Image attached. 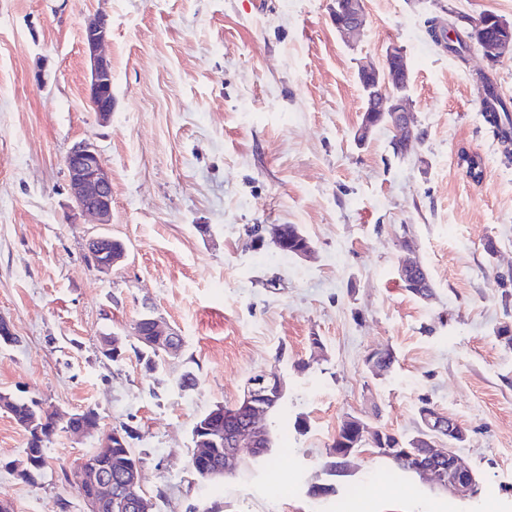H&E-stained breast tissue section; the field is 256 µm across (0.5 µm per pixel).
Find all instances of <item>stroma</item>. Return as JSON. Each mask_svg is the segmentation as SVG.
Returning a JSON list of instances; mask_svg holds the SVG:
<instances>
[{
    "mask_svg": "<svg viewBox=\"0 0 512 512\" xmlns=\"http://www.w3.org/2000/svg\"><path fill=\"white\" fill-rule=\"evenodd\" d=\"M345 44L329 0H0V393L61 416L97 413L93 435L60 431L46 466L21 477L26 433L0 410V496L14 512H88L82 459L113 425L137 429L143 488L157 512H512V155L484 120L482 78L512 105V54L457 57L432 26L467 28L512 0H366ZM104 14L112 115L89 100L81 30ZM401 46L420 143L393 132L357 142L360 63ZM90 141L112 174V221L67 190L64 159ZM478 153L481 182L458 164ZM296 224L309 258L276 250L267 227ZM126 261L98 272L91 237ZM410 239L434 288L423 301L397 272ZM495 255H487L486 242ZM163 317L179 356L146 371L134 322ZM122 336L119 359L101 338ZM392 350L378 376L366 358ZM277 372L267 461L204 481L190 467L195 420L235 404L248 378ZM197 384L181 389L183 373ZM429 399L463 427L455 451L477 493L457 496L361 449L344 473L323 463L346 417L401 438ZM323 495H314V488Z\"/></svg>",
    "mask_w": 512,
    "mask_h": 512,
    "instance_id": "1",
    "label": "stroma"
}]
</instances>
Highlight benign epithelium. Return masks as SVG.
<instances>
[{"instance_id": "benign-epithelium-1", "label": "benign epithelium", "mask_w": 512, "mask_h": 512, "mask_svg": "<svg viewBox=\"0 0 512 512\" xmlns=\"http://www.w3.org/2000/svg\"><path fill=\"white\" fill-rule=\"evenodd\" d=\"M330 17L336 31L345 38L360 33L365 24L364 0H330ZM478 27H493L500 32L498 38L484 40L478 44L484 57L495 60L503 54L512 53V24L501 17L486 13L481 15ZM110 29L105 16L95 15L86 20L82 38L84 49L91 62V82L89 97L95 110L103 120L112 114V66L102 54V48L108 41ZM362 83L371 91L366 102L361 121L356 127L355 138L366 141L379 128L371 120V115L381 112L387 117V126L396 132V140L406 146H413L421 139L415 128L408 107L405 89L410 82L403 49L398 45L387 48L383 64H372L359 68ZM69 193L77 208L93 216L98 223H110L112 216V176L96 146L88 141L76 144L65 159ZM87 250L95 267L100 271H109L123 263L127 258L124 245L108 236L94 237L88 241ZM424 272V266L417 260L403 259L398 266L399 276L408 284L415 275ZM151 323V335L159 337L158 347L165 355L177 354L182 344L177 333L168 328L161 318H147ZM284 392L281 377L274 372H262L260 377L247 384L244 397L230 408L222 404L211 409L208 417L198 424V430L204 433L199 440L194 463L196 472L206 471L205 462L210 458L208 449L224 448V472H229L238 460L242 448H252L262 430L261 422L269 403L278 400ZM245 413V421L238 424L226 437L212 432L211 423L217 418L233 417ZM426 430L416 438L415 447L423 449V462L414 473L430 479L441 488L451 491H469L476 483V477L466 466L454 449L445 447V443H454L465 439V433L459 431L452 420L442 418L432 408L422 411ZM355 443L370 445L376 451L386 450L381 431L372 429L357 418L350 419ZM84 477L98 485L100 500L87 503L88 512H98L99 501H111L122 512H149L152 501L146 496L132 495L130 491L142 486L141 466L136 462L126 473L122 485H117L99 471L95 465L89 466Z\"/></svg>"}]
</instances>
